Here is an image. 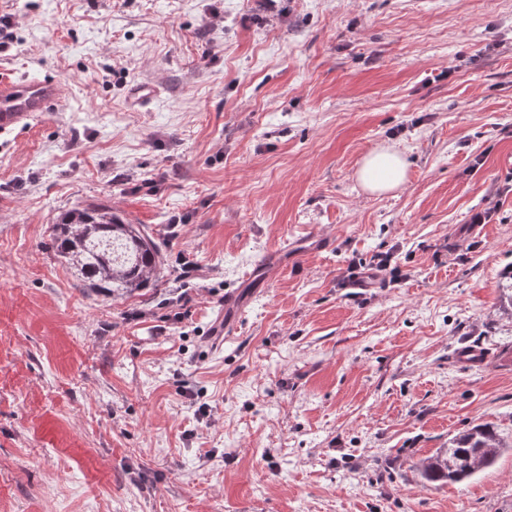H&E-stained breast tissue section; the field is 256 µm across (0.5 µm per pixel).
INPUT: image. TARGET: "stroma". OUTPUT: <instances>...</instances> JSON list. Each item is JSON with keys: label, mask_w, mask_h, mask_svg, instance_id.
I'll list each match as a JSON object with an SVG mask.
<instances>
[{"label": "stroma", "mask_w": 512, "mask_h": 512, "mask_svg": "<svg viewBox=\"0 0 512 512\" xmlns=\"http://www.w3.org/2000/svg\"><path fill=\"white\" fill-rule=\"evenodd\" d=\"M1 15L0 69L63 98L0 136V512H512L511 451L464 485L414 468L473 425L512 433V0ZM376 147L407 163L383 194L357 179ZM97 204L156 239L158 288L107 298L56 259L58 216ZM312 233L334 248L206 343L225 289ZM474 343L488 362L459 364Z\"/></svg>", "instance_id": "35a3bbf8"}]
</instances>
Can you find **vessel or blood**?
<instances>
[{"label":"vessel or blood","instance_id":"obj_1","mask_svg":"<svg viewBox=\"0 0 512 512\" xmlns=\"http://www.w3.org/2000/svg\"><path fill=\"white\" fill-rule=\"evenodd\" d=\"M61 95V83L53 76L39 78H12L0 75V135L27 124L35 116L54 111ZM299 241L284 240L273 255L254 266L246 277L247 283L263 286L272 274L288 267L296 258ZM245 308L240 290L224 295V311L216 322V335L234 336L238 321Z\"/></svg>","mask_w":512,"mask_h":512}]
</instances>
